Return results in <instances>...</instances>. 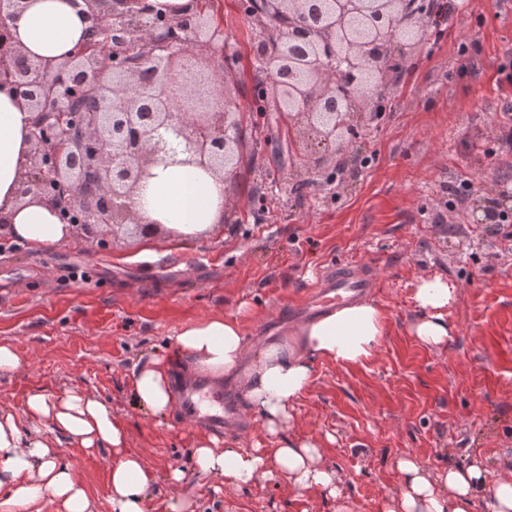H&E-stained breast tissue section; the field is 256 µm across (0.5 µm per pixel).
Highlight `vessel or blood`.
I'll return each instance as SVG.
<instances>
[{
    "mask_svg": "<svg viewBox=\"0 0 512 512\" xmlns=\"http://www.w3.org/2000/svg\"><path fill=\"white\" fill-rule=\"evenodd\" d=\"M371 284L366 269L347 263L326 272L303 300L289 309L293 320H303L325 312L330 307L361 296ZM177 414L213 429H221L238 418L235 405L225 398L223 390L213 388L208 379L196 377L180 390Z\"/></svg>",
    "mask_w": 512,
    "mask_h": 512,
    "instance_id": "b4317fda",
    "label": "vessel or blood"
}]
</instances>
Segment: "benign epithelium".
I'll list each match as a JSON object with an SVG mask.
<instances>
[{"mask_svg":"<svg viewBox=\"0 0 512 512\" xmlns=\"http://www.w3.org/2000/svg\"><path fill=\"white\" fill-rule=\"evenodd\" d=\"M90 31L117 35L94 53L51 67L30 60L17 44L0 54V86L8 85L33 113L30 149L21 162L17 194L52 206L60 222L77 216V232L117 234L134 224L145 234L135 196L156 165L195 164L215 175L234 171L240 144L236 98L227 93L238 57L224 55L216 31L201 14L162 16L120 8L124 0H83ZM309 0H266L280 25L264 27L258 46L264 71L300 130L346 144L349 112L340 111L365 84L388 73L368 65L366 48L383 57L412 45L420 28L393 38L408 0H318L337 10L336 27L299 24ZM345 58L354 80L345 93L335 61ZM151 83H144V71ZM81 88L95 105L73 111Z\"/></svg>","mask_w":512,"mask_h":512,"instance_id":"7a95c632","label":"benign epithelium"}]
</instances>
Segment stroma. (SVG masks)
I'll return each mask as SVG.
<instances>
[{"label": "stroma", "instance_id": "35a3bbf8", "mask_svg": "<svg viewBox=\"0 0 512 512\" xmlns=\"http://www.w3.org/2000/svg\"><path fill=\"white\" fill-rule=\"evenodd\" d=\"M213 6L239 57L229 88L244 142L225 180L223 224L196 240L164 229L147 240L97 232L45 250L0 237V344L26 361L0 375V406L20 417L34 392L105 400L154 476L148 512H384L401 489L395 458L431 469L478 464L491 476L512 469V237L483 220L487 208L512 213V144L498 139L512 123L503 110L512 86L499 74L512 51V0H466L429 32L387 88L381 123L358 122L349 149L327 153L344 168L331 181L311 169L316 142L286 112L252 110L257 23L238 0ZM466 181L472 192L456 201ZM274 182L282 192L253 205L256 188ZM345 262L373 272L369 297L387 333L365 363L318 362L287 428L320 443L340 498L274 482L237 490L196 471L203 425L137 408L133 372L184 324L214 315L238 320L254 349L286 338L296 327L289 304ZM426 273L461 288L448 313L455 334L441 348L410 332L412 284ZM57 454L93 512H112L109 451L65 440ZM175 469L185 477L173 487Z\"/></svg>", "mask_w": 512, "mask_h": 512}]
</instances>
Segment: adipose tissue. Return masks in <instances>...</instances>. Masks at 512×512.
<instances>
[{"label":"adipose tissue","mask_w":512,"mask_h":512,"mask_svg":"<svg viewBox=\"0 0 512 512\" xmlns=\"http://www.w3.org/2000/svg\"><path fill=\"white\" fill-rule=\"evenodd\" d=\"M25 2L10 27L31 60L58 64L85 42L88 23L72 0ZM30 119L15 94L0 88V218L7 222L10 237L41 249L68 239L71 231L49 206L16 196L20 162L29 150ZM137 200L143 223L161 225L177 236L202 238L224 222L223 177L194 165L154 168ZM457 299L453 282L438 275L417 277L411 294L417 310L413 336L427 346L446 345L454 334L448 309ZM386 333L379 305L359 299L304 323L292 341L253 353L238 322L215 315L185 324L167 353L139 365L131 381L132 397L148 413L167 417L174 406L176 368L181 358H188L193 370L237 385L244 407L277 442L273 448H243L203 435L191 452L194 469L222 477L236 489L261 481L284 482L335 499L341 494V479L322 463L319 443L286 436L284 429L296 401L311 386L319 361L363 363ZM63 438L113 453L112 512H146L152 475L139 455L127 452L126 425L110 405L77 390L59 397L30 394L21 419L0 406V512H44L49 505L55 512H92L85 489L55 451ZM394 466L403 490L386 512H474L482 495L491 512H512V470L492 478L476 464L431 471L409 457L395 459Z\"/></svg>","instance_id":"ef3b65f1"}]
</instances>
